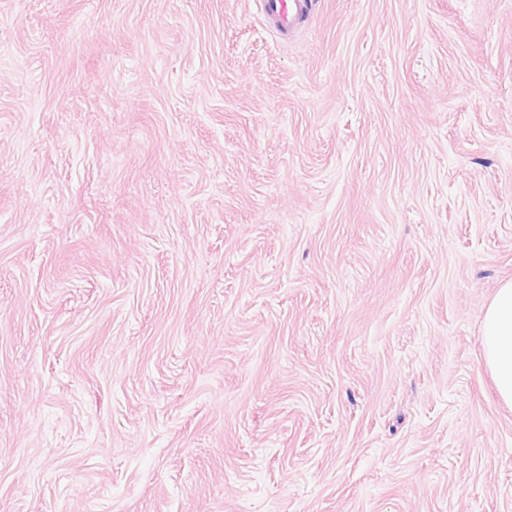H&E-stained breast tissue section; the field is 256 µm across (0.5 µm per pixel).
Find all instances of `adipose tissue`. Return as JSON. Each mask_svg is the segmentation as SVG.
Masks as SVG:
<instances>
[{
  "instance_id": "obj_1",
  "label": "adipose tissue",
  "mask_w": 512,
  "mask_h": 512,
  "mask_svg": "<svg viewBox=\"0 0 512 512\" xmlns=\"http://www.w3.org/2000/svg\"><path fill=\"white\" fill-rule=\"evenodd\" d=\"M481 350L498 397L512 406V280L501 283L486 305Z\"/></svg>"
}]
</instances>
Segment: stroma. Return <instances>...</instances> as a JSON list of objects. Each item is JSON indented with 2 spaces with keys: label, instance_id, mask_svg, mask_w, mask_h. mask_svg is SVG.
<instances>
[{
  "label": "stroma",
  "instance_id": "35a3bbf8",
  "mask_svg": "<svg viewBox=\"0 0 512 512\" xmlns=\"http://www.w3.org/2000/svg\"><path fill=\"white\" fill-rule=\"evenodd\" d=\"M512 0H0V512H512ZM267 26L283 41L301 32L313 15L314 0H256ZM481 350L498 397L512 406V280L501 283L486 305Z\"/></svg>",
  "mask_w": 512,
  "mask_h": 512
}]
</instances>
